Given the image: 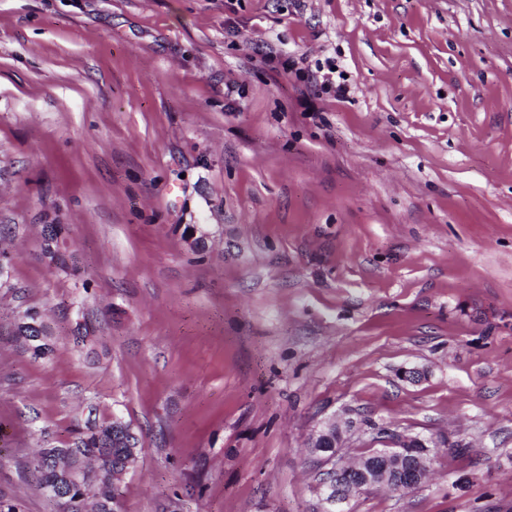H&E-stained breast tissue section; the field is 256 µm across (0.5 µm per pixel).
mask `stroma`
I'll return each instance as SVG.
<instances>
[{
  "mask_svg": "<svg viewBox=\"0 0 512 512\" xmlns=\"http://www.w3.org/2000/svg\"><path fill=\"white\" fill-rule=\"evenodd\" d=\"M286 56L349 99L307 117ZM0 227V490L25 512H58L40 427L67 441L90 407L141 439L120 512H320L307 444L347 418L350 456L434 449L344 512H512V0H0ZM29 307L50 362L12 334ZM333 65H328L327 72L322 73L323 70H321V67L319 66L317 68L316 72L309 73V70H307L308 74V83L311 87L314 88V91L312 95H316V89L319 87L321 90H333L334 96L336 99H346L350 89L345 83L339 82L336 84V70H333ZM320 73V74H319ZM45 245L42 251L49 266L69 269L65 245V227L62 224H46L44 227ZM412 438L414 437L396 434L394 437H392L393 448H384L382 451V454L385 457L386 461L385 470L388 469V467H390L391 471L394 472V474H396L397 476H399V485L397 486L396 493H398V495L400 496H404L411 490L416 488L418 486L417 482L421 483L426 475V470L422 468H419L417 471V468L419 467L421 461L420 448L407 449V467L403 471V473H401L404 448ZM416 471L417 477L415 480Z\"/></svg>",
  "mask_w": 512,
  "mask_h": 512,
  "instance_id": "stroma-1",
  "label": "stroma"
}]
</instances>
